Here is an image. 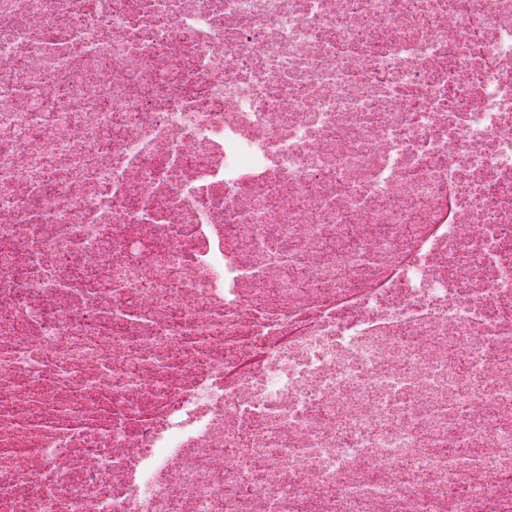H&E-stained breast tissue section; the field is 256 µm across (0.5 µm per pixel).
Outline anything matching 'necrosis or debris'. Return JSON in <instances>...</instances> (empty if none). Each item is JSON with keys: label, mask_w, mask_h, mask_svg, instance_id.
Instances as JSON below:
<instances>
[{"label": "necrosis or debris", "mask_w": 512, "mask_h": 512, "mask_svg": "<svg viewBox=\"0 0 512 512\" xmlns=\"http://www.w3.org/2000/svg\"><path fill=\"white\" fill-rule=\"evenodd\" d=\"M0 512H512V0H0Z\"/></svg>", "instance_id": "1"}]
</instances>
